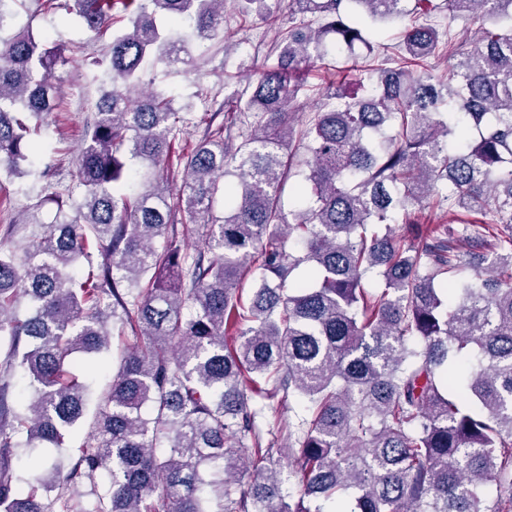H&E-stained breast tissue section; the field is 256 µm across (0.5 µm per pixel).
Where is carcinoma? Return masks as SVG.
<instances>
[{
    "instance_id": "cac0c4a2",
    "label": "carcinoma",
    "mask_w": 512,
    "mask_h": 512,
    "mask_svg": "<svg viewBox=\"0 0 512 512\" xmlns=\"http://www.w3.org/2000/svg\"><path fill=\"white\" fill-rule=\"evenodd\" d=\"M406 2L245 0L241 27L254 8L276 22L284 3L298 24L236 99L247 130L209 128L175 159L179 112L141 73L149 60L190 64L191 41L224 32V0H74L89 29L128 27L99 62L111 89L76 158L81 200L46 182L20 220L41 231L20 259L0 251V512H72L103 474L86 512H322L306 499L337 512H512V0H445L451 18L479 23L471 47L415 20L368 95L325 93L299 138L304 203L290 221L281 204L297 73L329 37L368 44L366 20L404 19ZM62 51L28 25L0 40L1 172L34 164L27 121L59 107ZM441 54L448 76L436 80L427 61ZM175 163L176 195L164 178ZM49 204L57 220L44 225ZM426 209L439 222L418 223ZM177 220L201 241L196 255L169 234ZM461 240L484 250L464 277ZM370 272L384 283L375 293L362 287ZM24 297L33 313L19 319ZM127 328L137 342L77 461H33L41 474L22 490L15 450L61 447L85 414L72 356L107 352ZM17 367L32 388L23 410L9 402ZM277 397L305 404L278 447L251 408Z\"/></svg>"
}]
</instances>
